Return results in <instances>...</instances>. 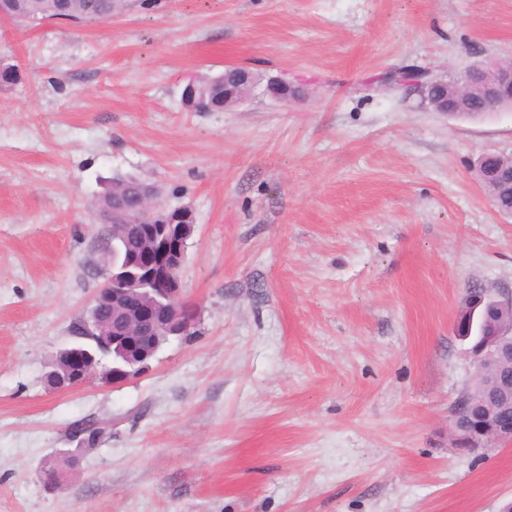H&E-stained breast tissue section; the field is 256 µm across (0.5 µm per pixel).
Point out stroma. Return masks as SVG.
<instances>
[{
  "instance_id": "35a3bbf8",
  "label": "stroma",
  "mask_w": 512,
  "mask_h": 512,
  "mask_svg": "<svg viewBox=\"0 0 512 512\" xmlns=\"http://www.w3.org/2000/svg\"><path fill=\"white\" fill-rule=\"evenodd\" d=\"M512 58V0H153L106 22L0 18V512H499L512 446L448 441L468 289L512 290V218L474 173L512 112L388 86ZM303 90L182 101L226 66ZM115 176L187 208L199 318L140 376H43L109 272ZM103 426L96 448L73 436ZM75 467L45 485L57 453Z\"/></svg>"
}]
</instances>
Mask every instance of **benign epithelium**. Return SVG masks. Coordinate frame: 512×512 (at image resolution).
<instances>
[{"mask_svg": "<svg viewBox=\"0 0 512 512\" xmlns=\"http://www.w3.org/2000/svg\"><path fill=\"white\" fill-rule=\"evenodd\" d=\"M234 78L224 83V106L245 101L258 82L254 75L240 67L232 70ZM460 86V92L437 105L436 111L450 116L462 111L470 91L481 90V108L492 111L512 104V64L498 66L487 59L472 65L448 79ZM440 83L424 74L404 71L390 78V85L417 94L424 104H432L431 89ZM265 91L272 98L291 101L298 97L288 82L270 78ZM193 233L191 215L169 214L160 224H147L143 234L151 247L137 255L122 253L112 256L113 271L105 278L92 306L75 330V341L60 350L55 363L45 373V382L54 390L76 387L102 375L105 384H122L141 373L148 365V351L136 349L144 341L152 348L172 338L188 336L197 324V308L186 300L180 284L188 240ZM467 311L454 322V333L469 342L466 353L478 366L497 358L512 346V323L494 320L495 314L512 307V293L494 292L481 286L468 289ZM108 309L112 322L100 320L99 312ZM112 354L115 360L102 361ZM450 442L455 447L477 453L492 445H512V412L486 413L471 420V409L465 394L452 404L448 426Z\"/></svg>", "mask_w": 512, "mask_h": 512, "instance_id": "1", "label": "benign epithelium"}]
</instances>
